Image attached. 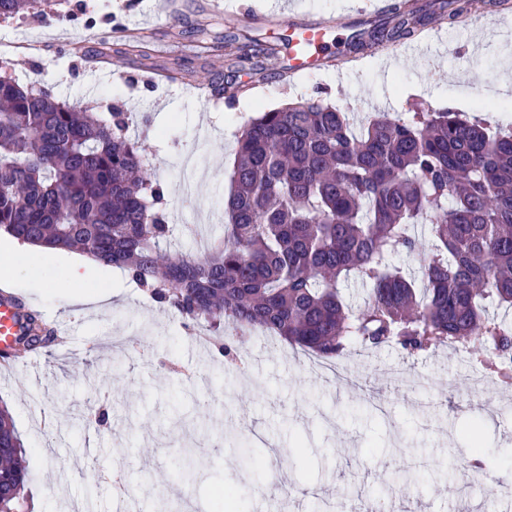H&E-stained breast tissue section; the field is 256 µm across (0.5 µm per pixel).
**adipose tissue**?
I'll return each mask as SVG.
<instances>
[{"label":"adipose tissue","mask_w":512,"mask_h":512,"mask_svg":"<svg viewBox=\"0 0 512 512\" xmlns=\"http://www.w3.org/2000/svg\"><path fill=\"white\" fill-rule=\"evenodd\" d=\"M37 259L38 255L31 246L0 245V270L7 272L13 281L31 285L48 297L54 295L56 284H64L68 303L75 308L111 301V290L92 293L87 289L89 281L101 272L98 261L83 256L73 257L54 276L40 272Z\"/></svg>","instance_id":"1"}]
</instances>
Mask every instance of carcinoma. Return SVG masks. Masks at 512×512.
I'll return each mask as SVG.
<instances>
[{"label":"carcinoma","mask_w":512,"mask_h":512,"mask_svg":"<svg viewBox=\"0 0 512 512\" xmlns=\"http://www.w3.org/2000/svg\"><path fill=\"white\" fill-rule=\"evenodd\" d=\"M41 0H0V17ZM470 0H440L455 22ZM432 19L391 2L386 20L358 30L353 48L414 36ZM255 42L237 65L258 66ZM129 114L107 119L43 88L0 77V233L24 244L76 250L128 273L156 302L213 330V353L237 360L260 328L323 358L390 342L410 354L450 343L512 386V129L450 107L401 119L380 112L358 129L307 99L257 113L237 138L224 236L200 257L164 254L174 227L147 186L149 164L127 134ZM430 225L429 243L411 233ZM425 255L418 288L393 264ZM350 274L371 285L362 309L343 303ZM55 341L34 314L21 350ZM498 355L494 360L488 354ZM25 449L0 408V512H33Z\"/></svg>","instance_id":"carcinoma-1"}]
</instances>
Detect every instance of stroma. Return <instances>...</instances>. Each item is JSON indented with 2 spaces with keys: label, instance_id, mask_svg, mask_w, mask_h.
<instances>
[{
  "label": "stroma",
  "instance_id": "obj_1",
  "mask_svg": "<svg viewBox=\"0 0 512 512\" xmlns=\"http://www.w3.org/2000/svg\"><path fill=\"white\" fill-rule=\"evenodd\" d=\"M154 0H60L47 15L0 18V38L13 42L0 57V75L48 85L74 106L130 112L129 134L152 163L151 178L175 227L170 249L187 256L201 247L186 227L209 220L224 232V202L239 128L257 112L318 98L346 112L353 125L380 111L408 118L411 105L450 102L473 112L472 101L500 80L501 45L512 10H492L460 32L427 24L431 51H418L390 69L383 53L361 55L350 76L336 61H316L311 73L280 79L288 65L289 19L377 21L370 0H177L166 18ZM277 48L261 75L235 69L227 33ZM159 81L144 84V74ZM245 84L221 106L205 104L200 85ZM193 156L198 197L181 190L184 159ZM118 291L107 309L74 311L65 299L27 288L23 297L46 320L63 324L67 348L43 349L37 365L0 371L7 405L31 459L35 512H119L121 486L138 489V512H181L192 496L211 512L217 488L245 483L235 467L241 441L265 459L259 490L240 499L243 512H337L363 494L380 495L394 512H457L461 501L484 505L465 490L470 470L465 431L479 424L490 459L488 480L512 453V388H503L465 351L448 346L417 356L387 345L352 347L340 360L346 382L326 381L322 362L262 333L252 335L237 363L212 353L175 311L153 301L121 270L110 269ZM107 406V426L71 427L76 411ZM404 470L415 482L395 485ZM288 480L293 497L272 494Z\"/></svg>",
  "mask_w": 512,
  "mask_h": 512
}]
</instances>
